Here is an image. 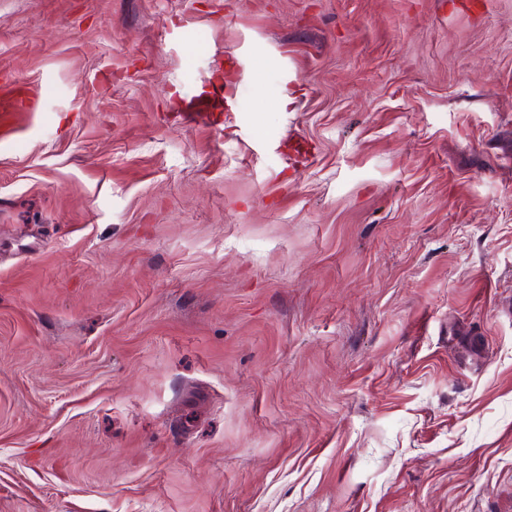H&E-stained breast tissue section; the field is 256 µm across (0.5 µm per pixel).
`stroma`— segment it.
Returning <instances> with one entry per match:
<instances>
[{
	"label": "stroma",
	"mask_w": 512,
	"mask_h": 512,
	"mask_svg": "<svg viewBox=\"0 0 512 512\" xmlns=\"http://www.w3.org/2000/svg\"><path fill=\"white\" fill-rule=\"evenodd\" d=\"M487 2L0 0V512H512Z\"/></svg>",
	"instance_id": "obj_1"
}]
</instances>
